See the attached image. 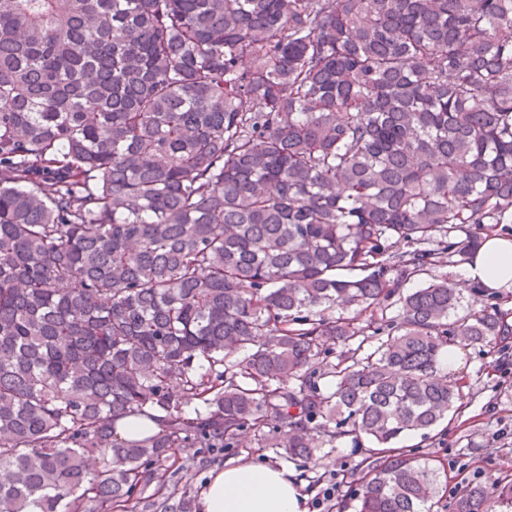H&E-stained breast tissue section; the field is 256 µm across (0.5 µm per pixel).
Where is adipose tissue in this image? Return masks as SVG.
Instances as JSON below:
<instances>
[{
  "instance_id": "1",
  "label": "adipose tissue",
  "mask_w": 512,
  "mask_h": 512,
  "mask_svg": "<svg viewBox=\"0 0 512 512\" xmlns=\"http://www.w3.org/2000/svg\"><path fill=\"white\" fill-rule=\"evenodd\" d=\"M461 290L473 287L512 297V235L496 230L455 279ZM307 497L295 475L280 464L228 462L214 468L199 491L201 512H307Z\"/></svg>"
}]
</instances>
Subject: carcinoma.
I'll return each mask as SVG.
<instances>
[{"label": "carcinoma", "mask_w": 512, "mask_h": 512, "mask_svg": "<svg viewBox=\"0 0 512 512\" xmlns=\"http://www.w3.org/2000/svg\"><path fill=\"white\" fill-rule=\"evenodd\" d=\"M511 223L512 0H0V512L132 510L247 432L365 437L337 512H431L391 444L464 407L444 351L512 339L436 272ZM153 418L144 416H128L116 421L117 436L122 439L141 438L143 436L155 435L161 431V423L158 415L150 412Z\"/></svg>", "instance_id": "carcinoma-1"}]
</instances>
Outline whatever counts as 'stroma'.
<instances>
[{
	"label": "stroma",
	"mask_w": 512,
	"mask_h": 512,
	"mask_svg": "<svg viewBox=\"0 0 512 512\" xmlns=\"http://www.w3.org/2000/svg\"><path fill=\"white\" fill-rule=\"evenodd\" d=\"M462 383L468 404L448 427L442 438L418 434L405 437L401 445L416 448L439 459V480L447 485L432 512H451L450 493L492 481H512V360L506 353H488L485 347L463 348ZM369 440L338 442L316 466L303 467L289 461L286 450L243 445L239 448H182L174 455L166 472L168 491L187 492L196 498L208 472L227 461L276 462L288 464L307 496L308 512H330L331 503L322 502L326 487L339 485L349 494V472L361 460Z\"/></svg>",
	"instance_id": "35a3bbf8"
}]
</instances>
